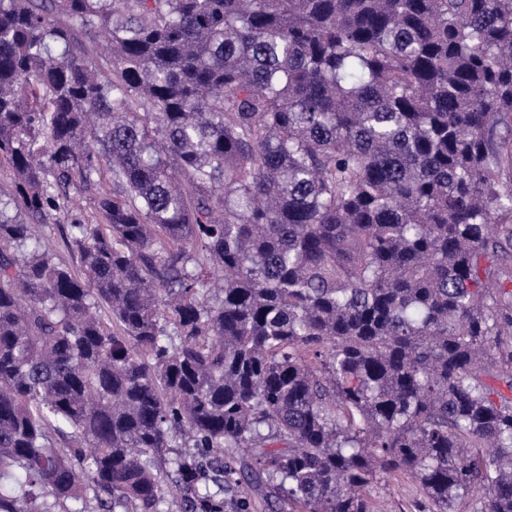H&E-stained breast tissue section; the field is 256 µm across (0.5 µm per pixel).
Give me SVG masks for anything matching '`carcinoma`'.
I'll use <instances>...</instances> for the list:
<instances>
[{
  "label": "carcinoma",
  "instance_id": "carcinoma-1",
  "mask_svg": "<svg viewBox=\"0 0 512 512\" xmlns=\"http://www.w3.org/2000/svg\"><path fill=\"white\" fill-rule=\"evenodd\" d=\"M502 129L512 0H0V512H512ZM64 237L62 227L51 224V226L47 228V243L50 249L55 253L57 259L66 262L70 266H76V257H74L66 247ZM373 502L387 512H419L423 510V496L416 481L410 477L393 479L379 475L367 491Z\"/></svg>",
  "mask_w": 512,
  "mask_h": 512
}]
</instances>
